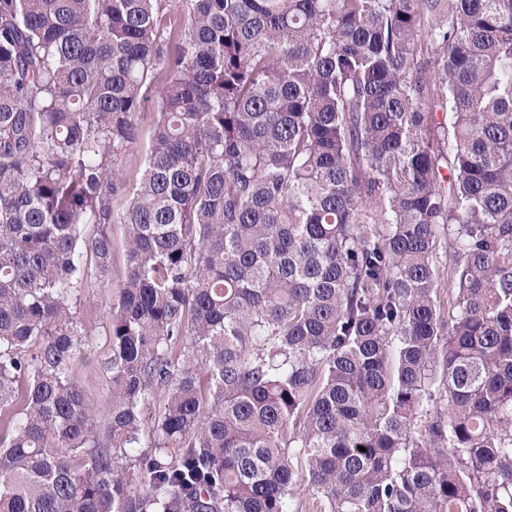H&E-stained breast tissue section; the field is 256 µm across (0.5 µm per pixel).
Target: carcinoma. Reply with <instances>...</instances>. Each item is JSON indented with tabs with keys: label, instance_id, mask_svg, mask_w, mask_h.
Returning a JSON list of instances; mask_svg holds the SVG:
<instances>
[{
	"label": "carcinoma",
	"instance_id": "carcinoma-1",
	"mask_svg": "<svg viewBox=\"0 0 512 512\" xmlns=\"http://www.w3.org/2000/svg\"><path fill=\"white\" fill-rule=\"evenodd\" d=\"M0 512H512V0H0ZM112 236L114 252L112 270L108 277L109 283L83 291L80 303V315L97 324V336L91 356L92 361L78 368L81 384L89 396L95 400L100 399L102 392V380L96 373L95 363L96 359L104 358L108 352L109 343L105 336V322L112 318V305L117 303L118 288L124 275L126 260L123 243L124 232L121 224L112 225Z\"/></svg>",
	"mask_w": 512,
	"mask_h": 512
}]
</instances>
